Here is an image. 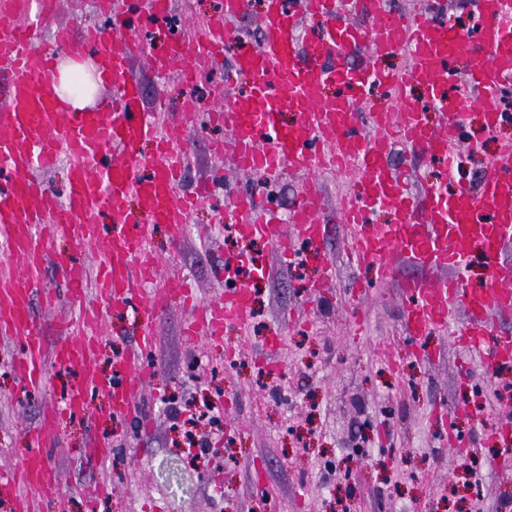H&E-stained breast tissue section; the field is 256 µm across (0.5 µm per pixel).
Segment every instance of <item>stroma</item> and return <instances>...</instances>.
<instances>
[{
    "label": "stroma",
    "mask_w": 512,
    "mask_h": 512,
    "mask_svg": "<svg viewBox=\"0 0 512 512\" xmlns=\"http://www.w3.org/2000/svg\"><path fill=\"white\" fill-rule=\"evenodd\" d=\"M223 2L170 0L169 23L146 33L150 54L166 52L170 29L190 37L199 18L221 19ZM96 19L95 0H56L35 41L45 43L56 26ZM132 68L145 108L161 97L169 111H180L192 92L179 69L156 75L148 56ZM225 103L220 94L203 98L185 145L183 184L219 170L235 190L264 191L259 173H239L212 152L224 130L209 114ZM461 122L468 139L459 156L472 184L488 159L512 146V125L489 140L479 109ZM139 220L150 224L147 215ZM150 226L162 285L188 277L203 301L224 293L213 279L224 258L260 255L272 272L256 277L249 321L226 327L222 344L187 341L190 314L182 307L161 313L141 418L116 428L112 399L100 392L87 398L80 416L59 417L47 443L59 483L39 498V512H497L501 500H512V451L489 440L497 414L512 413V365L493 371L463 364L446 328L410 345L400 289L378 282L374 268L350 263L352 241L335 212L326 217L325 249L292 264L261 240L241 239L230 213L208 198L189 216L180 246H173L169 226ZM356 281L368 286L367 296L352 292ZM87 299L107 312L95 368L108 377L114 359L134 344L138 324L132 311L113 309L95 292ZM279 335L285 346L271 350ZM17 354L15 344L0 343V472L21 468L28 431L78 381L57 366L44 390L20 397L12 372ZM167 396L208 400L224 421L223 430L207 432L208 453L187 466L184 494L159 475L164 461L181 457ZM451 433L470 441L469 453L449 451ZM94 445L110 449V457L89 456Z\"/></svg>",
    "instance_id": "stroma-1"
}]
</instances>
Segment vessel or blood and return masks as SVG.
Here are the masks:
<instances>
[{
  "mask_svg": "<svg viewBox=\"0 0 512 512\" xmlns=\"http://www.w3.org/2000/svg\"><path fill=\"white\" fill-rule=\"evenodd\" d=\"M27 2L0 0V341L19 346L13 370L20 394L41 389L50 365L78 368L82 380L66 395L64 411L79 414L89 392H103L111 396L122 424L139 413L135 397L148 372L162 306L160 300L142 299L144 286L157 278L159 262L147 246L150 224L137 223L126 199L137 196L151 224L169 225L178 235L214 183L206 181L180 197L174 193L185 153L162 131L160 113L143 109L141 85L131 71L132 59L147 51L142 38L119 47L110 28L77 33L62 26L55 32V49L40 48L27 20ZM472 5L478 28L465 46L444 16L446 0L413 14L392 11L384 0H265L255 41L232 26L248 14L250 0H224L223 23L205 24L192 40L171 30L167 53L152 58L151 65L163 75L181 64L186 83L192 84L224 64V88L233 98L210 115L227 133L213 152L230 156L241 171L262 172L274 181L305 173L302 202L287 227L276 224L264 195L237 194L234 218L243 235L267 238L286 263L301 249L321 250L327 203L316 176L328 169L359 171L366 183L363 197H344L336 208L358 240L356 263L376 265L381 279H393L397 268L388 258L393 251L429 272L401 284L405 335L414 338L447 326L451 308L460 306L464 317L453 333L455 344L467 359L495 368L512 362V336L499 334L494 325L497 316L512 313V275L500 260L512 244V152L490 161L478 189L463 186L448 194L433 184L410 191L407 177L389 162L397 147L393 133L429 154L450 158L466 138L458 116L471 105L481 107L489 130L512 117L502 110V98L512 90V0H472ZM309 15L322 18V32L303 34L302 20ZM169 17L167 0H152L139 27L163 25ZM74 47L95 57L111 80L114 94L107 109L70 112L58 96L56 51ZM364 48L374 54L403 48L410 57L402 73L363 69V86L385 91L396 104L394 111L366 118L348 96L323 97L325 87L344 76V60ZM463 50L468 63L461 72L453 61ZM416 85L427 93L424 103L409 99ZM428 105L454 109L449 125L428 130L422 122ZM285 111L296 114L294 123H278V113ZM146 140L155 141L156 157H142ZM62 160L71 167L64 199L31 177ZM139 167L150 168V175L136 178ZM378 208L395 212L399 223H375ZM104 214L111 215V228L100 223ZM59 235L69 236L79 253L59 268L61 286L55 289L44 274L52 262L51 241ZM478 246L488 273L482 286L471 288L461 271ZM86 249L97 254V268L86 264ZM263 267L257 258L217 267L215 278L224 285L219 305H199L191 283L182 282L174 299L193 312L185 336L216 339L225 324L243 321L252 299L249 281ZM91 286L113 305L135 307L142 325L140 338L114 362L108 378L92 368L103 314L85 304ZM62 298L79 311L76 337L50 348L30 309L35 300L51 307ZM54 418V412L44 413L40 426L28 432L20 472L0 474V496L12 498L18 512H33L35 495L56 485L44 453Z\"/></svg>",
  "mask_w": 512,
  "mask_h": 512,
  "instance_id": "obj_1",
  "label": "vessel or blood"
}]
</instances>
